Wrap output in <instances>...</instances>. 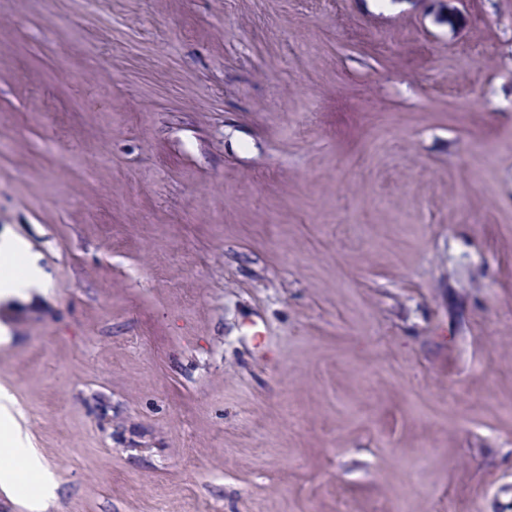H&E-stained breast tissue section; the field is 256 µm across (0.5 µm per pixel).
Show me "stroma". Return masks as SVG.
<instances>
[{"mask_svg": "<svg viewBox=\"0 0 512 512\" xmlns=\"http://www.w3.org/2000/svg\"><path fill=\"white\" fill-rule=\"evenodd\" d=\"M0 233L41 512H512V0H0ZM45 289L42 270L32 262L19 275L5 274L1 277L0 302L28 300L34 292H44Z\"/></svg>", "mask_w": 512, "mask_h": 512, "instance_id": "35a3bbf8", "label": "stroma"}]
</instances>
